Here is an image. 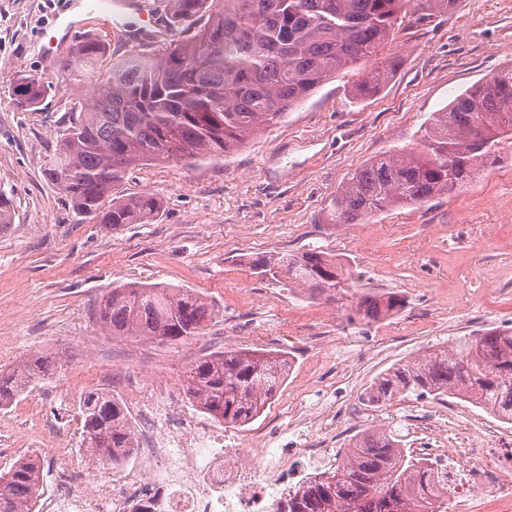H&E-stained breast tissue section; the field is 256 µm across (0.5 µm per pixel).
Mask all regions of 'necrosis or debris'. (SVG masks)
Wrapping results in <instances>:
<instances>
[{"mask_svg":"<svg viewBox=\"0 0 512 512\" xmlns=\"http://www.w3.org/2000/svg\"><path fill=\"white\" fill-rule=\"evenodd\" d=\"M133 405L144 421L138 433L142 470L90 490L85 461L71 459L66 437H58L50 463L54 490L42 512H132L157 498L165 512H272L290 468L317 467L335 454L331 448H228L222 436L194 426L160 424L153 404L137 398ZM506 454L493 429L480 431L476 446L427 451L428 458L463 468L472 489L494 494L503 483L498 464Z\"/></svg>","mask_w":512,"mask_h":512,"instance_id":"4bbe7bcc","label":"necrosis or debris"}]
</instances>
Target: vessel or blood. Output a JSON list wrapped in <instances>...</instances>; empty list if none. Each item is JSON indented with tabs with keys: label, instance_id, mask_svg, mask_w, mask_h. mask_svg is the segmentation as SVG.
Returning a JSON list of instances; mask_svg holds the SVG:
<instances>
[{
	"label": "vessel or blood",
	"instance_id": "obj_1",
	"mask_svg": "<svg viewBox=\"0 0 512 512\" xmlns=\"http://www.w3.org/2000/svg\"><path fill=\"white\" fill-rule=\"evenodd\" d=\"M104 22L118 37L137 45L158 42L170 35L151 0H107Z\"/></svg>",
	"mask_w": 512,
	"mask_h": 512
}]
</instances>
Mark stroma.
Returning <instances> with one entry per match:
<instances>
[{"label":"stroma","instance_id":"35a3bbf8","mask_svg":"<svg viewBox=\"0 0 512 512\" xmlns=\"http://www.w3.org/2000/svg\"><path fill=\"white\" fill-rule=\"evenodd\" d=\"M73 0H0V190L13 197L11 224L0 231V370L29 355L65 354L52 377L0 410V472L25 453L23 437L45 421L66 425L68 452L82 458L75 403L104 389L151 399L203 355L227 347L284 351L292 368L279 394L244 426L222 424L192 405L182 387L173 398L202 426L223 431L239 448L264 439L291 448L288 427L300 414L333 413L334 429L313 433L328 448L385 425L409 448L436 442L425 413L450 425L499 427L512 448V424L456 399L402 395L379 411L360 394L395 363L484 330H512V141L502 140L484 170L461 192L388 210L364 224H330L326 211L348 174L393 150L418 147L431 113L492 73L512 66V0H455L449 12L400 32L402 60L376 94L353 87L363 66L327 81L286 118L224 158L144 165L124 192L164 203L159 220L112 231L77 220L45 177L68 93L60 69L74 35L54 57L38 52L69 17ZM57 87L42 111L13 103L18 72ZM318 249L351 267L359 290L406 300L394 315L350 319V303L289 291L248 261L260 255ZM162 284L206 295L219 311L194 340L150 346L106 336L94 317L112 288Z\"/></svg>","mask_w":512,"mask_h":512}]
</instances>
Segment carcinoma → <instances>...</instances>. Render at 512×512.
<instances>
[{
	"mask_svg": "<svg viewBox=\"0 0 512 512\" xmlns=\"http://www.w3.org/2000/svg\"><path fill=\"white\" fill-rule=\"evenodd\" d=\"M176 38L133 51L100 67L111 50L106 35L75 42L62 61L69 83L99 74L87 99L65 106L62 134L45 176L76 214L113 231L148 224L163 204L149 194H120L139 166L224 156L278 123L325 82L382 57L356 86L377 90L399 60L387 47L405 22L419 24L455 0H156ZM53 87L23 74L14 101L38 112ZM512 136V68L458 95L425 123L420 147L367 161L340 185L329 224H360L397 206L421 205L473 182L499 140ZM13 199L0 190V230L11 223ZM251 266L283 273L299 294L359 296L355 315L377 320L404 307L390 294H358L353 274L316 249L263 256ZM219 310L202 294L162 284L112 289L95 312L105 335L176 345L202 334ZM60 366L32 355L0 373V406L30 392ZM291 368L282 352L224 348L195 362L185 379L191 403L224 424L245 425L280 391ZM462 399L512 424V331L490 329L393 365L362 394L383 407L407 392ZM81 447L102 463L137 453L121 400L97 389L83 393ZM42 487L32 456L0 474V512H34ZM448 480L425 458L403 448L384 426L354 435L336 465L288 491V512H443Z\"/></svg>",
	"mask_w": 512,
	"mask_h": 512,
	"instance_id": "cac0c4a2",
	"label": "carcinoma"
}]
</instances>
